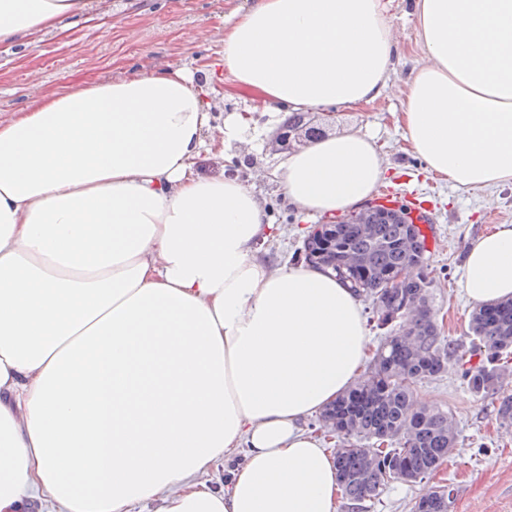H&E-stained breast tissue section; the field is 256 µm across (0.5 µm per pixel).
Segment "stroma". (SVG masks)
<instances>
[{
	"label": "stroma",
	"instance_id": "stroma-1",
	"mask_svg": "<svg viewBox=\"0 0 512 512\" xmlns=\"http://www.w3.org/2000/svg\"><path fill=\"white\" fill-rule=\"evenodd\" d=\"M248 0H93L27 43L0 44V116L36 101L97 82L150 74L167 67L187 70L202 88L215 126L243 115L242 141H215L198 161L200 171L225 172L252 185L276 224V236L258 251L274 266L294 262L308 228L319 218L289 206L276 173L284 159L268 143L280 126L263 103L264 93L235 82L224 66V35ZM397 43L390 85L375 102L332 105L312 116L327 133L357 129L374 137L388 167L372 202L429 200L428 268L432 306L446 335L466 342L471 302L462 287L469 240L512 224V184L471 192L429 172L405 142L396 116L406 104L407 83L420 57L413 0H392ZM419 401L448 408L457 445L429 484L455 489L454 512H512V428L496 419L492 400L474 396L456 366L417 388Z\"/></svg>",
	"mask_w": 512,
	"mask_h": 512
}]
</instances>
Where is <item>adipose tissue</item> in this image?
<instances>
[{"instance_id":"obj_1","label":"adipose tissue","mask_w":512,"mask_h":512,"mask_svg":"<svg viewBox=\"0 0 512 512\" xmlns=\"http://www.w3.org/2000/svg\"><path fill=\"white\" fill-rule=\"evenodd\" d=\"M85 7L0 0V43ZM415 7L405 141L459 187L512 183V0ZM395 53L385 0H250L224 35L230 74L274 112L375 101ZM211 132L179 68L0 120V512L40 496L64 512H336L333 456L304 422L360 375L361 302L331 270L257 253L276 235L258 197L194 168ZM386 174L357 131L281 164L312 215L354 210ZM463 288L512 299V224L467 244Z\"/></svg>"}]
</instances>
